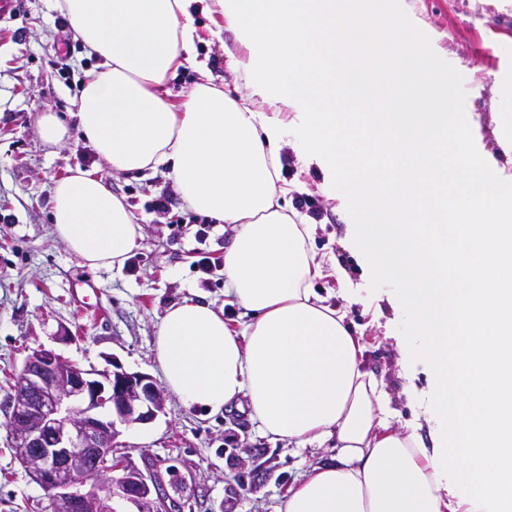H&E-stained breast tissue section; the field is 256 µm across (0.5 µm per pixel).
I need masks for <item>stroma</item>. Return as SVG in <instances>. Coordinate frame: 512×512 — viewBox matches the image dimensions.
I'll use <instances>...</instances> for the list:
<instances>
[{"label":"stroma","mask_w":512,"mask_h":512,"mask_svg":"<svg viewBox=\"0 0 512 512\" xmlns=\"http://www.w3.org/2000/svg\"><path fill=\"white\" fill-rule=\"evenodd\" d=\"M386 7L447 73L448 110L467 113L477 149L500 156V136L512 131V0H388ZM57 14L55 0H20L13 19L0 24V512H50L44 490L16 458L7 428L15 379L28 354L44 347L84 366L114 365L159 384L152 347L171 304L189 298L211 303L225 318L238 315L224 303L223 270L206 276L194 265L195 225L171 223L187 208L166 168L108 178L143 228L132 253L135 269L89 268L53 234L56 181L102 165L80 138L72 105L96 61L75 38L68 76L53 68ZM194 26L200 65L168 82L170 100L207 81L237 96L243 78L235 62L244 49L231 32L214 36L211 15L196 13ZM43 112L67 126L63 146L40 139ZM304 149L289 133L281 177L294 184L293 198L315 200L314 248L342 272L315 288L333 306L341 304L339 292L347 293V321L365 346V367L386 383L401 419H410L393 343L405 329L392 304L393 285L372 274L366 253L352 244L349 202L331 199L319 168L303 163ZM164 193L172 205L159 214L150 203ZM85 280L97 293L82 304L75 290ZM119 431L113 457L158 475L162 512H276L288 487L334 454L328 443L298 448L271 439L245 411L185 410L170 393L153 422Z\"/></svg>","instance_id":"1"}]
</instances>
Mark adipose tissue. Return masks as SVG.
<instances>
[{
    "instance_id": "obj_1",
    "label": "adipose tissue",
    "mask_w": 512,
    "mask_h": 512,
    "mask_svg": "<svg viewBox=\"0 0 512 512\" xmlns=\"http://www.w3.org/2000/svg\"><path fill=\"white\" fill-rule=\"evenodd\" d=\"M198 0H61L90 71L74 104L77 130L109 171L168 167L187 208L233 234L224 249L223 311L191 299L162 317L153 354L185 409L247 407L273 439L337 453L288 489L278 512H512V175L476 153L468 118H449L443 74L373 0H210L246 52L247 91L203 83L180 103L162 93L197 63ZM357 55L367 69L394 52L384 102L349 101L359 126L304 108L318 82L349 85L319 48ZM292 110L304 160L362 218L352 225L372 270L394 283L407 320L401 364L430 390L404 393L425 420H395L392 396L366 370L346 312L313 284L327 269L280 203L285 126L255 101ZM54 232L90 268L122 266L142 228L105 176L56 181ZM430 425L421 437V422ZM464 480L454 498L449 472Z\"/></svg>"
}]
</instances>
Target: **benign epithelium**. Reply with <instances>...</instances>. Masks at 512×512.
<instances>
[{
	"label": "benign epithelium",
	"instance_id": "1",
	"mask_svg": "<svg viewBox=\"0 0 512 512\" xmlns=\"http://www.w3.org/2000/svg\"><path fill=\"white\" fill-rule=\"evenodd\" d=\"M162 391L149 376L122 370L85 369L41 348L25 360L9 406L12 448L32 479L50 493L51 512H112L115 498L137 512H157L159 484L123 466L112 447L115 421L146 424L164 410Z\"/></svg>",
	"mask_w": 512,
	"mask_h": 512
}]
</instances>
